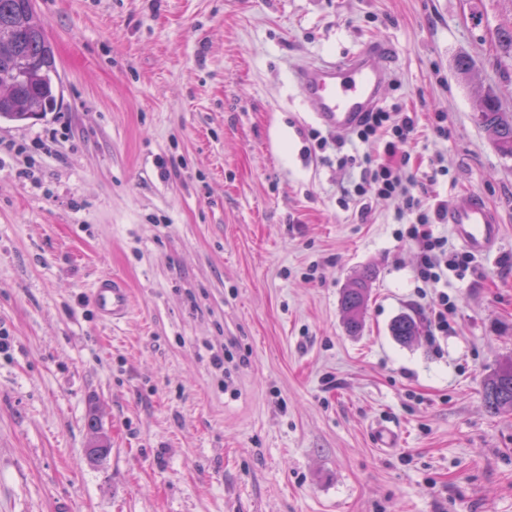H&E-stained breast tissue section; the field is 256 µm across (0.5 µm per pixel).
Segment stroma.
<instances>
[{"label": "stroma", "mask_w": 512, "mask_h": 512, "mask_svg": "<svg viewBox=\"0 0 512 512\" xmlns=\"http://www.w3.org/2000/svg\"><path fill=\"white\" fill-rule=\"evenodd\" d=\"M34 7L59 80L52 112L0 121V512H512V412L482 396L512 360V159L454 71L470 56L512 113V0ZM372 39L393 50L384 105L418 114L413 161L448 163L431 194L478 192L502 224L449 276L437 339L396 204L339 206L359 174L318 148L290 80ZM366 270L352 336L341 296ZM102 276L131 291L115 327L89 304ZM93 409L110 451L92 466Z\"/></svg>", "instance_id": "obj_1"}]
</instances>
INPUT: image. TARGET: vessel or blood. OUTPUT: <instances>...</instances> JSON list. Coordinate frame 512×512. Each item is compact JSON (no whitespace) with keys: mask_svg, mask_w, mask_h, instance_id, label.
<instances>
[{"mask_svg":"<svg viewBox=\"0 0 512 512\" xmlns=\"http://www.w3.org/2000/svg\"><path fill=\"white\" fill-rule=\"evenodd\" d=\"M382 43L371 42L346 57L303 61L291 75L314 119L335 135L351 134L366 112L382 102L392 78ZM450 231L468 253L487 256L500 246L502 229L496 213L474 194L458 195L448 209ZM89 302L98 319L118 324L127 318L131 300L125 284L116 278L97 279Z\"/></svg>","mask_w":512,"mask_h":512,"instance_id":"b4317fda","label":"vessel or blood"}]
</instances>
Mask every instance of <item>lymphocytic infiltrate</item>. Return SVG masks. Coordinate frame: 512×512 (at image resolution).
<instances>
[{
  "label": "lymphocytic infiltrate",
  "mask_w": 512,
  "mask_h": 512,
  "mask_svg": "<svg viewBox=\"0 0 512 512\" xmlns=\"http://www.w3.org/2000/svg\"><path fill=\"white\" fill-rule=\"evenodd\" d=\"M415 133V119L401 106L368 113L355 132L356 138L362 142L386 139L391 159L380 163L366 155L337 154L339 168L360 171L358 182L344 191L339 204L348 207L350 200L363 199L369 193L383 201L398 202L399 217L409 223L407 236L419 250V278L431 295V333L444 336L449 327L448 277L463 276L470 267V257L454 249L447 237L434 235L431 230L432 225L446 223L447 208L430 200L428 187L447 176L449 169L440 154L431 160L428 171L421 173L410 167L408 147Z\"/></svg>",
  "instance_id": "1"
}]
</instances>
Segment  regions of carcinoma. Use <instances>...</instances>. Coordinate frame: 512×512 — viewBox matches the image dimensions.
Segmentation results:
<instances>
[{"mask_svg":"<svg viewBox=\"0 0 512 512\" xmlns=\"http://www.w3.org/2000/svg\"><path fill=\"white\" fill-rule=\"evenodd\" d=\"M30 0H0V78L14 81L15 101L0 104V119L26 121L42 116L56 104L58 68L53 44L45 30L27 22ZM476 122L487 130L505 158H512V114L503 111L496 95L484 93ZM372 288L369 272L357 277L341 297L346 329L360 332ZM393 336L408 343L419 335V325L402 315L391 325ZM484 401L494 412L512 410V361L502 363L483 386Z\"/></svg>","mask_w":512,"mask_h":512,"instance_id":"obj_1","label":"carcinoma"}]
</instances>
